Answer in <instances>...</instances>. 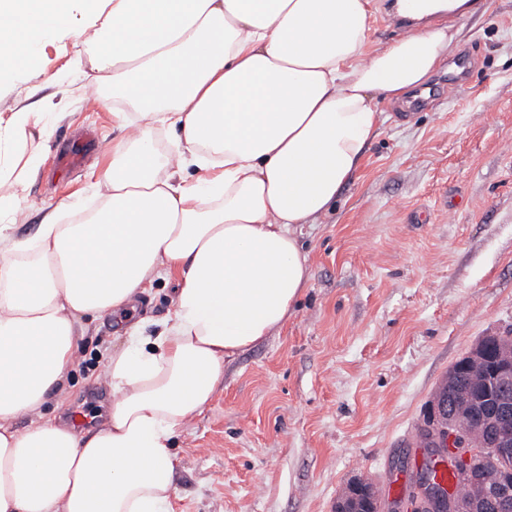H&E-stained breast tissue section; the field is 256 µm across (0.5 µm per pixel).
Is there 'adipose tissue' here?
<instances>
[{
  "instance_id": "ef3b65f1",
  "label": "adipose tissue",
  "mask_w": 512,
  "mask_h": 512,
  "mask_svg": "<svg viewBox=\"0 0 512 512\" xmlns=\"http://www.w3.org/2000/svg\"><path fill=\"white\" fill-rule=\"evenodd\" d=\"M88 15L81 57L135 128L112 150L100 206L45 215L13 243L0 287V512H169L174 441L210 401L224 360L280 328L308 280L299 227L360 170L381 123L446 60L432 26L370 48V0H0V60ZM41 112L0 117V212L19 207L13 160ZM172 134L159 154L156 130ZM202 175L187 181L189 168ZM177 288L162 331L108 354L110 417L47 415L68 393L88 323L159 279ZM30 419L18 427L20 416Z\"/></svg>"
}]
</instances>
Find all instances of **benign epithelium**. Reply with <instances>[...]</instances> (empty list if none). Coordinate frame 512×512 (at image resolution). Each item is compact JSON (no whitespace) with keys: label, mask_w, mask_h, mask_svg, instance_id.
<instances>
[{"label":"benign epithelium","mask_w":512,"mask_h":512,"mask_svg":"<svg viewBox=\"0 0 512 512\" xmlns=\"http://www.w3.org/2000/svg\"><path fill=\"white\" fill-rule=\"evenodd\" d=\"M512 355V333L497 332L480 338L458 365L448 369L441 388L444 395L428 404L421 425L433 459L445 458L463 477L488 490V498L497 512H512V359L491 358V349ZM477 363L480 368L470 376L469 388L457 386V372ZM458 395L461 401L453 409L446 396ZM485 415L489 437L483 448L470 444L471 420ZM334 512H379L371 481L359 476L352 479L336 500ZM392 512H484L483 503L464 501L448 488L432 483L427 471L408 495L396 503Z\"/></svg>","instance_id":"7a95c632"}]
</instances>
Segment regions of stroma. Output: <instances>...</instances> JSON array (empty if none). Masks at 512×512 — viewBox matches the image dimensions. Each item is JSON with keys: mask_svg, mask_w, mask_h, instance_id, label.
I'll list each match as a JSON object with an SVG mask.
<instances>
[{"mask_svg": "<svg viewBox=\"0 0 512 512\" xmlns=\"http://www.w3.org/2000/svg\"><path fill=\"white\" fill-rule=\"evenodd\" d=\"M465 78H429L434 100L381 104L382 123L334 207L302 227L309 280L287 323L224 362V379L177 440L173 512H333L351 479L371 480L389 512L388 479L418 473L411 439L449 367L483 336L512 327V0L453 21ZM80 39H47L0 69V113H45L19 181L21 206L0 216L10 240L33 237L61 202L88 210L123 141L113 105L92 103L74 75ZM56 76L53 84L45 76ZM79 144L82 163L59 158ZM172 283L159 280L121 318L89 324L69 374L63 420L102 422L96 384L112 338L139 323L157 335Z\"/></svg>", "mask_w": 512, "mask_h": 512, "instance_id": "1", "label": "stroma"}]
</instances>
